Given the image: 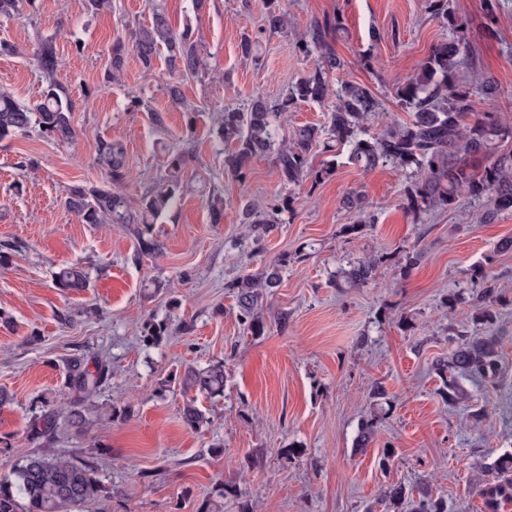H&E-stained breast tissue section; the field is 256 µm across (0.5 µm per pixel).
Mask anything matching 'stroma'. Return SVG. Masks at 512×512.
I'll return each instance as SVG.
<instances>
[{
  "label": "stroma",
  "instance_id": "stroma-1",
  "mask_svg": "<svg viewBox=\"0 0 512 512\" xmlns=\"http://www.w3.org/2000/svg\"><path fill=\"white\" fill-rule=\"evenodd\" d=\"M152 2L112 0L111 10L93 17L84 0H39L34 18H0V40L19 49L0 53V90L24 104L39 100L45 81L28 50L37 38L54 37L77 132L70 146L35 128L0 141V244L15 246L0 267V389L12 397L0 409V478L34 450L30 424L47 402L66 396L67 365L80 358L109 364L112 379L88 402V425L61 426L44 451L93 461L111 486V500L81 512H383L387 485L423 482L447 498L448 512H485L474 493L493 479L484 465L512 452V252L497 249L512 237V211L479 223L485 200L463 194L413 219L403 207L407 179L389 167L366 173L339 165L309 195L286 190L274 164L257 159L241 182L225 170L226 146L213 130L225 107L275 97L309 70L314 59L298 51V37L312 20L338 13L344 28L328 36L345 62L336 79L367 85L382 100L371 132L408 121L394 88L416 73L447 27L424 0H282L288 28L271 36L262 31L265 0H209L199 13L191 0H160L174 29L198 30L216 77L183 78L181 109L166 94L173 77L164 58L150 74L132 58L118 82L84 97L113 42L147 23ZM449 5L467 22L464 75H491L499 116L512 123V0ZM245 34L257 61L240 57ZM76 40L82 52L74 51ZM135 97L143 110H130ZM153 110L163 113L164 129L152 124ZM103 139L126 146L124 191L133 200L162 183L170 154L186 156L184 191L152 226L157 256H138V225L83 224L63 205L72 185L102 183L95 159ZM288 191L295 202L281 224L257 252L242 250L241 203H270ZM352 191L364 196L375 222L348 234L354 214L343 199ZM215 193L224 199L219 224L208 207ZM300 253L305 261L293 263ZM381 254L388 261L373 282L335 279L347 261ZM285 256L290 262L264 305L287 320L252 336L238 321L232 285ZM73 264L87 269L90 286L61 292L54 276ZM478 265L485 287L500 297L501 371L491 383L462 379L469 399L449 405L435 364L453 332L471 328L467 296ZM69 311L82 312L77 326L62 322ZM153 317L167 319V336H148ZM218 360L223 397L182 390L186 367ZM377 386L385 398H372ZM191 399L214 416L196 431L182 419ZM477 409L487 416L480 425L471 417ZM366 418L375 419L376 435L359 449L354 439ZM386 448L395 454L383 468ZM225 482L240 495L219 496Z\"/></svg>",
  "mask_w": 512,
  "mask_h": 512
}]
</instances>
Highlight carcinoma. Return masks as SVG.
I'll return each instance as SVG.
<instances>
[{"label":"carcinoma","mask_w":512,"mask_h":512,"mask_svg":"<svg viewBox=\"0 0 512 512\" xmlns=\"http://www.w3.org/2000/svg\"><path fill=\"white\" fill-rule=\"evenodd\" d=\"M38 0H0V18L31 16ZM428 12L452 29L456 36L442 40L429 50L415 75L396 89V99L412 120L393 125L381 133H367L369 118L382 109V102L367 86L351 81L331 82L330 76L343 68L327 39V30L341 29L340 18L315 21L297 41L299 52L314 56V65L282 95L275 98L257 96L245 108H226L218 127L219 137L234 148L224 157V166L238 178L246 177L253 160L269 158L287 186L315 188L334 175L336 163L326 160L315 168L309 163L313 146L323 145L324 152L347 149L348 163L369 172L390 166L411 177L404 193L405 209L413 217L434 207L452 205L458 193L474 198L488 197L492 206L480 216L483 224H492L503 211L512 209V151L504 147L512 143V124L497 118V87L490 77L481 75L476 84L457 80V72L465 64L467 44L458 36L464 22L448 7V0H426ZM263 30L270 34L283 32L288 25L281 0H267L262 17ZM166 48L170 71L179 77H197L207 73L201 40L191 27L175 31L166 11L153 7L147 26L130 31L129 39H117L110 51L107 67L98 84L85 88V96L94 95L120 79L134 54L141 67L150 71L159 54ZM34 64L46 81L41 99L34 105L16 101L9 93L0 92V140L22 134L35 127L59 144L72 145L77 140L72 125L74 102L67 88L57 79L58 61L54 40H40L31 52ZM478 89L487 109L473 115V89ZM336 98V109L330 124L324 128L302 125L294 128L291 138L279 137L277 120L281 113L301 102H318L329 94ZM475 119H470V116ZM98 161L105 170L99 186L76 184L69 188L64 206L82 224H140L138 252L152 256L161 250L150 233L153 221L176 203L183 189L185 155L174 153L167 160V174L162 185L141 195L137 204L117 191L130 178L126 166V147L120 140H102ZM293 202L290 195L279 197L273 204L245 203L239 209L242 223L256 233L260 242L280 215ZM343 205L357 216V223L346 225L347 231L360 230L373 223L366 215L362 196L348 193ZM381 259L370 256L349 261L339 267L336 277L354 285H366L375 279ZM487 277L483 267L473 269L471 276V319L489 328L493 326L497 298L480 287ZM89 276L78 265L66 266L55 273V286L63 291H81L88 286ZM280 266L275 264L256 276L243 277L233 284L240 322L252 336L267 330L263 314V298L279 286ZM452 348L448 358L436 362L443 380L440 391L447 403H457L466 393L456 376L487 381L499 377L497 336H468L462 332L449 338ZM110 377L103 364L89 369L81 360H73L67 371L68 396L63 404L48 406L31 423L29 436L34 442L49 440L58 425L81 428L86 424L85 411L90 401ZM224 361L204 369L191 368L182 378L186 390L196 389L209 398L224 396ZM186 427L199 429L210 423V417L186 402L183 408ZM483 467L495 473V481L478 486L489 512L512 509V454H503ZM112 497V489L102 481L89 461L66 454H34L18 462L10 477L0 480V512H72L75 507L98 503ZM381 504L385 512H448V501L423 485L408 490L402 484L383 491Z\"/></svg>","instance_id":"cac0c4a2"}]
</instances>
